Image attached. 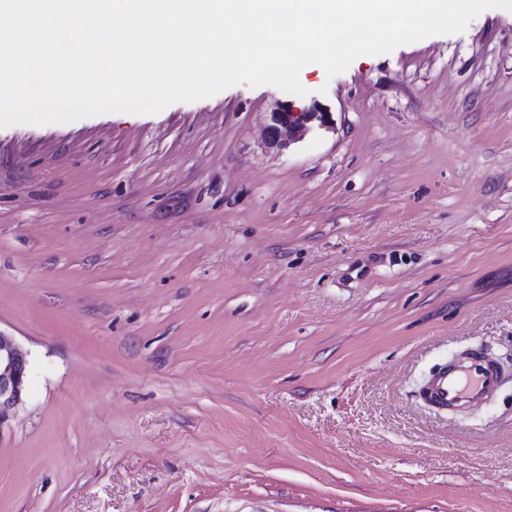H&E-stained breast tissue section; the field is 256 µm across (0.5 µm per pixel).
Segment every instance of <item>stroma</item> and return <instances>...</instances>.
I'll return each instance as SVG.
<instances>
[{"mask_svg": "<svg viewBox=\"0 0 512 512\" xmlns=\"http://www.w3.org/2000/svg\"><path fill=\"white\" fill-rule=\"evenodd\" d=\"M299 79L0 128V512H512V18ZM332 112L324 105L314 101L311 105L299 108L293 101L277 103L269 112L266 125V144L269 149L282 151L298 142L313 126L333 127ZM28 353L0 331V426L22 402L27 388ZM497 373L481 351L445 364L429 381L426 398L440 406L478 405L496 389Z\"/></svg>", "mask_w": 512, "mask_h": 512, "instance_id": "obj_1", "label": "stroma"}]
</instances>
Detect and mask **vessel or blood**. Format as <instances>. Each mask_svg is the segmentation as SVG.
<instances>
[{
  "mask_svg": "<svg viewBox=\"0 0 512 512\" xmlns=\"http://www.w3.org/2000/svg\"><path fill=\"white\" fill-rule=\"evenodd\" d=\"M499 383L484 353L475 351L447 363L429 381L427 399L441 407L456 408L482 403Z\"/></svg>",
  "mask_w": 512,
  "mask_h": 512,
  "instance_id": "1",
  "label": "vessel or blood"
}]
</instances>
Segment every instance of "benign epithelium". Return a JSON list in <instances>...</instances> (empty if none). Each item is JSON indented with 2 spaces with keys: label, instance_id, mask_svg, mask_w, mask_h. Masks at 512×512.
Listing matches in <instances>:
<instances>
[{
  "label": "benign epithelium",
  "instance_id": "1",
  "mask_svg": "<svg viewBox=\"0 0 512 512\" xmlns=\"http://www.w3.org/2000/svg\"><path fill=\"white\" fill-rule=\"evenodd\" d=\"M314 126L333 127L332 112L316 101L304 108L290 100L280 101L269 113L266 144L273 150H285ZM28 366V353L12 336L0 331V425L23 402Z\"/></svg>",
  "mask_w": 512,
  "mask_h": 512
}]
</instances>
